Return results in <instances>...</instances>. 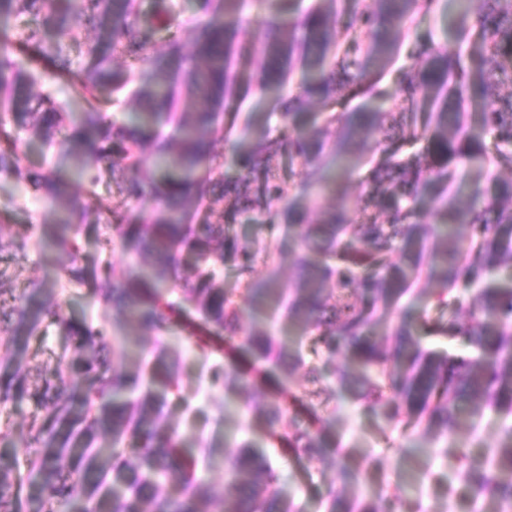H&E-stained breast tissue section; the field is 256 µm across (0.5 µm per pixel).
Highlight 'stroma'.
<instances>
[{
    "label": "stroma",
    "instance_id": "stroma-1",
    "mask_svg": "<svg viewBox=\"0 0 512 512\" xmlns=\"http://www.w3.org/2000/svg\"><path fill=\"white\" fill-rule=\"evenodd\" d=\"M448 0H435L429 12L419 14L400 42L393 61L385 68L378 83L384 100L383 107L390 112L399 111L404 102L398 94L404 75L414 73L420 51L432 44H454L456 33L446 27L444 17ZM262 60L253 56L245 69L247 82L242 90L239 123L262 127L269 141L281 140L285 133L296 132L315 123H323L329 108L312 104L307 112L291 120L281 117L279 98L260 96L257 80ZM490 102L480 95L469 94L465 102L466 123L472 135L486 151L489 177L470 176L461 187V205L471 198H488L499 192L502 185H512V145L501 144L487 121ZM381 133H367L354 155L359 164L340 184L336 195L326 198V206H336L341 197H348L353 208L351 220L360 223V206L366 195L368 174L378 154ZM275 181L288 184L287 200H272L253 221L226 225L229 235L249 243L257 251L250 272L240 273L235 267L225 266L221 273L224 288L233 296H241L250 281L275 279L277 287L291 288L296 276L295 256L298 251L300 228L287 217L288 206L302 210L309 223H321L323 212L312 206L304 195V173L300 163L289 161L286 155H274L270 162ZM9 211L7 220L0 222L4 234L24 232L31 236L32 246L20 259L0 262V288L12 293L22 302L38 308L46 307L62 314H77L80 320L104 326L108 334L128 331V323L120 316L102 308L92 297L88 285L69 276L63 269V258L50 241L58 230L59 212L51 208L40 192L31 184L12 177L0 178V209ZM107 231L104 225H92L80 238L79 267L97 272V285L110 287L113 274L133 279L140 275L142 261L130 258L120 245L111 251H102L100 239ZM463 290L449 291L444 302L416 300L413 295L403 296L397 303L377 311L382 326L393 325L399 317H406L412 333L421 348L450 355H472L473 350L448 334V311L458 303L467 301ZM247 328H275L288 344H300L308 363L322 359L313 335L297 338L289 331L287 320L273 309L260 307L249 310ZM168 341L177 343L178 387L160 402L164 419L177 427L189 450L198 460V474L206 488L215 495L224 489V458L229 453L224 442V392L210 384V372L227 361L224 341H213L202 350L188 329L176 325L167 335ZM71 345L58 323L44 317L28 341L18 342L11 349L0 347V359L11 357L24 379L25 392L0 402V429L10 435L1 446L7 449L14 466L15 478H26L29 460L35 453L30 438V427L46 414L45 407L33 395L44 378L54 374L58 358ZM270 380L256 383L247 402L237 403L239 413L235 434L249 439L263 451L269 461L288 478L284 488L296 512H325L328 493L338 488L334 467L319 462L296 460L269 436V430L260 414L264 395L270 389ZM294 389L303 400L312 401L319 409L333 412L335 423L331 434L342 447L348 448L355 462L363 464L360 481L350 486L348 496L376 499L402 495V512H498L496 501H473L469 489L462 483L447 487L435 481L438 473L456 474L460 465H487L496 448L505 425H512V416L505 417L494 411H485L472 425L457 434L435 439L413 428L387 427L381 417L361 411L353 399L335 400L326 386L312 388L303 376H296Z\"/></svg>",
    "mask_w": 512,
    "mask_h": 512
}]
</instances>
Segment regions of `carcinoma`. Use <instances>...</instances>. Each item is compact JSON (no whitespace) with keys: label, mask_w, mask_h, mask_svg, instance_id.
Instances as JSON below:
<instances>
[{"label":"carcinoma","mask_w":512,"mask_h":512,"mask_svg":"<svg viewBox=\"0 0 512 512\" xmlns=\"http://www.w3.org/2000/svg\"><path fill=\"white\" fill-rule=\"evenodd\" d=\"M282 0H219L213 18L197 29L194 52L187 54L177 32L165 20L174 11L173 0L151 19L142 17L139 0H0V18L31 14L42 16L17 40L0 33V107L9 111L12 126L0 118V175L23 177L25 152L16 131L30 139L53 141L66 114L55 99L37 98L32 106L33 73L17 66L13 56L33 49L50 61L62 88L83 103L78 127L61 144L72 157L80 178L97 185L112 173L120 191L135 201L144 191L140 177L144 160L155 162L160 173L159 204L148 216L134 209L114 211L98 206L99 216L112 226V235L100 241L112 248L119 240L135 258H151L149 269L134 281L112 274V287L92 289L107 310L124 314L129 324L154 333L169 329L172 305L166 293L180 292L179 310L202 327L227 341H236L249 356L258 377H270L276 387L267 394L262 414L271 434L286 444L298 459H338L342 485L358 482L360 473L345 460V449L328 440L330 418L312 403L286 401L294 374L305 370L307 382L332 381L336 396L354 393V401L366 412L381 415L389 427L411 425L437 438H446L463 423V406L477 411L486 404L496 412L512 415V287L503 288L492 275L512 265V190L501 197L475 201L461 208L456 195L443 187L438 212L454 214L469 233L453 232L447 221L410 224L412 202L428 177L447 178L448 167H462L478 176L484 150L477 146L460 153L455 142L466 140L462 98L476 78L495 108L489 122L500 141L512 143V95L502 89L512 85V0H462V21L472 11L482 12L485 23L477 49L492 61L487 69L471 75L459 47H430L423 52L418 76L409 80L402 94L411 102L407 111L361 112L351 116L336 112L326 123L336 125L333 164L322 160L323 128L313 126L276 143L254 139V131L237 130V113L230 111L237 97L242 67L255 53L264 60L259 80L263 93L280 94L287 77L299 66L305 73L302 92L288 98V114L306 110L313 98L335 101L377 97V81L366 67L377 61L386 67L397 53L399 39L410 30L415 15L431 9L434 0H373L379 25L367 15L361 24L339 25L336 0L312 8L293 19L282 17ZM257 11L262 23L259 42L245 24V11ZM106 35L110 50L83 40L86 26ZM166 33V53L150 56L156 35ZM85 48L91 67L72 74L63 56V45ZM134 63H149L152 70L133 96L138 110L126 121L108 119L112 93L122 90L126 79L112 70V53ZM400 126L404 135L385 134L369 173L367 202L388 206L385 222L352 224L346 207L327 214L324 224H304L300 233L297 268L299 277L288 300V326L301 334L317 330L316 343L324 352L319 365L306 366L300 348H290L264 329L243 328L244 311L263 296L271 303L282 300V291L270 282L248 284L244 296L235 298L224 289L220 271L230 263L241 273L251 270L256 252L224 232V219L236 221L262 210L274 197L288 198L286 183H273L269 158L286 153L304 167L312 194L320 198L336 192L341 177L351 167L346 144L358 141L368 129L380 131ZM423 136L427 152L403 157L410 138ZM231 142L243 161L235 179L224 176L223 142ZM32 185L66 218L54 245L67 256L69 275L90 283L77 268L78 238L86 216L82 192L71 188L53 171H45ZM221 190L226 215L211 207L186 206L208 191ZM414 247L422 254L432 246L425 267L415 265L407 273L386 254L396 246ZM427 279L441 286L438 298L450 288L472 292L475 313L463 320L448 312V334L477 352L449 356L422 349L405 319L385 336L375 331L377 304L397 302L410 282ZM45 316H53L74 338L71 358H61L67 369L86 365L112 376L90 383L79 397V408L53 403L31 430L36 452L27 481L13 482L11 460L0 454V512H27L24 484L39 488L51 505L67 507L79 489L89 498H100V512H294L282 496L283 474L247 439L234 441L236 451L224 460V493L211 499L199 482L194 462L181 451V437L156 409L158 395H130L144 384L141 368L129 369L123 360L112 366L95 364L107 345L103 331L67 321L50 309L19 314L18 329L34 332ZM157 369L153 380L176 386L177 352L165 344L155 349ZM11 360L0 361V401L13 393ZM224 391L249 395L256 379L236 364L215 373ZM106 430L113 447L93 448L97 435ZM136 445V462L130 463L118 445ZM69 461L68 479L61 464ZM473 496L497 501L501 512H512V428L505 429L494 448L491 464L468 466L459 473ZM329 493V512H393V501H344Z\"/></svg>","instance_id":"obj_1"}]
</instances>
